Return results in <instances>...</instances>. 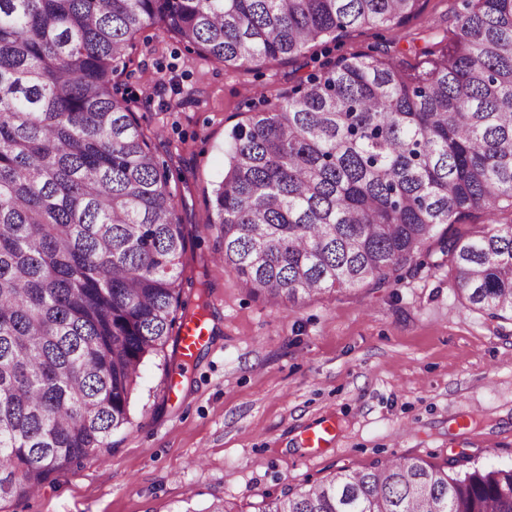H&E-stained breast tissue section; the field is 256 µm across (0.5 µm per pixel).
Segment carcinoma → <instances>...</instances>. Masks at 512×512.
<instances>
[{
	"mask_svg": "<svg viewBox=\"0 0 512 512\" xmlns=\"http://www.w3.org/2000/svg\"><path fill=\"white\" fill-rule=\"evenodd\" d=\"M412 69L342 56L232 128L220 260L284 305L383 287L435 257L512 321V0H462ZM420 0H0V500L112 448L146 357L169 341L188 237L112 83L158 27L239 70L325 37L404 26ZM438 251L430 252V243ZM262 512H512V467L340 468Z\"/></svg>",
	"mask_w": 512,
	"mask_h": 512,
	"instance_id": "obj_1",
	"label": "carcinoma"
}]
</instances>
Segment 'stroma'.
I'll use <instances>...</instances> for the list:
<instances>
[{
    "label": "stroma",
    "mask_w": 512,
    "mask_h": 512,
    "mask_svg": "<svg viewBox=\"0 0 512 512\" xmlns=\"http://www.w3.org/2000/svg\"><path fill=\"white\" fill-rule=\"evenodd\" d=\"M422 3L405 26L357 29L250 71L156 28L138 35L119 95L151 136L189 236L179 311L205 304L210 340L185 365L173 339L145 359L132 423L113 433L111 452L75 463L36 495L1 500L0 512H210L218 503L259 512L341 467L394 458L512 466V331L498 333L461 298L448 267L287 308L213 260L214 191L232 127L342 55L387 47L417 66L420 33L446 35L461 0ZM323 419L336 423L332 443L305 447L304 429Z\"/></svg>",
    "instance_id": "35a3bbf8"
}]
</instances>
